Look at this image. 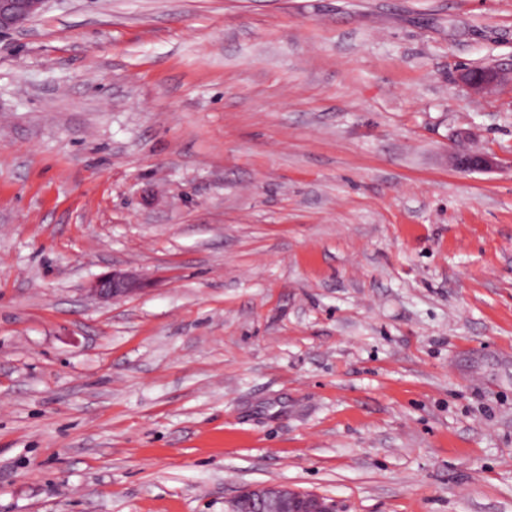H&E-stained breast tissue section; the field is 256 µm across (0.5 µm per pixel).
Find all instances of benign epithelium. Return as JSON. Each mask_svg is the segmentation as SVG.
<instances>
[{
  "label": "benign epithelium",
  "instance_id": "obj_1",
  "mask_svg": "<svg viewBox=\"0 0 512 512\" xmlns=\"http://www.w3.org/2000/svg\"><path fill=\"white\" fill-rule=\"evenodd\" d=\"M44 3L45 0H0V36L28 23L41 12ZM458 81L470 96H487L512 84V67L487 64L466 68L459 72ZM450 159L452 166L463 172H488L496 164L495 157L489 153L453 152ZM142 285L134 276L112 271L95 280L90 291L99 299L109 301L134 295ZM226 512H335V505L323 497L285 486H262L241 493L229 503Z\"/></svg>",
  "mask_w": 512,
  "mask_h": 512
}]
</instances>
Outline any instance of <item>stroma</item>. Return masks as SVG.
Segmentation results:
<instances>
[{"instance_id": "obj_1", "label": "stroma", "mask_w": 512, "mask_h": 512, "mask_svg": "<svg viewBox=\"0 0 512 512\" xmlns=\"http://www.w3.org/2000/svg\"><path fill=\"white\" fill-rule=\"evenodd\" d=\"M510 61L512 0H46L0 37V512H512V88L455 81ZM115 269L143 290L93 300ZM459 83L472 97L487 96L512 84V67L487 64L462 69L458 74ZM450 159L452 166L463 172H488L496 164L495 157L489 153L464 155L461 152H452ZM226 512H335L326 498L304 494L285 486H262L237 496Z\"/></svg>"}]
</instances>
